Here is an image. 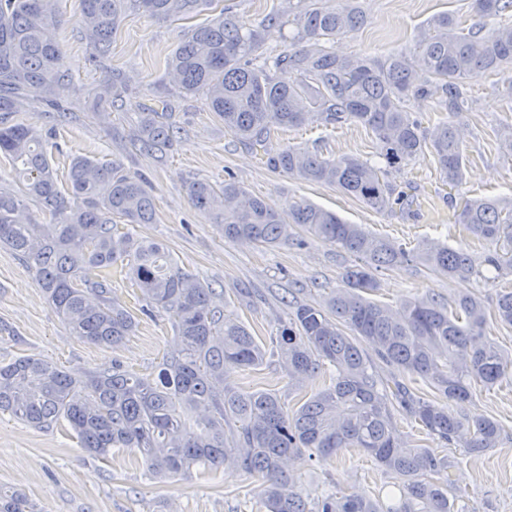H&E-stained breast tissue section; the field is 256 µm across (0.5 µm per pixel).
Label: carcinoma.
Returning <instances> with one entry per match:
<instances>
[{"label":"carcinoma","instance_id":"carcinoma-1","mask_svg":"<svg viewBox=\"0 0 512 512\" xmlns=\"http://www.w3.org/2000/svg\"><path fill=\"white\" fill-rule=\"evenodd\" d=\"M213 2L79 0L80 25L93 55L104 60L128 13L179 21ZM470 12L475 22L467 28L446 13L433 17L412 51L383 61L327 49L364 22L348 4L294 0L288 12L251 27L221 13L183 33L168 74L180 93L203 97L240 144L263 148L272 171L332 186L376 212L403 211L411 203L388 181L389 170L428 152L449 185L463 180L456 123L428 131L410 104L433 100L458 115L468 104L469 81L512 69V0H470ZM55 21L53 0H0V156L15 172V184L0 186V247L35 274L56 315L83 342L114 348L137 325L103 273L113 266L140 291L144 314L173 319L175 338L154 376L115 361L108 372L82 375L32 356L0 365V413L36 429L64 419L88 454L104 459L125 448L159 478L185 477L201 466L236 467L261 481L267 512H468L448 489L457 460L445 448L461 441L466 453L479 455L496 447L500 430L490 419L462 421L448 403L470 398L477 385L512 382V358L484 338L486 307L474 293L413 297L397 310L366 294L377 289L376 273L404 264H420L450 280L482 282L489 272L512 276V201L464 198L457 207L455 223L491 244L478 261L438 241L408 251L304 199L284 216L231 179L190 182L191 205L228 242L278 247L307 236L354 257L343 287L329 289L319 303L293 306L265 344L224 314L211 284L183 271L164 243L119 227L120 220L155 221V200L142 177L113 161L77 156L61 187L40 130L3 120L25 106L54 105L56 86L69 78L62 49L44 38ZM272 32L286 36L289 46L260 63ZM277 70L295 79L282 83L274 77ZM124 94L117 76H110L94 88V113L104 116ZM172 116L137 113L133 147L146 153L171 149L179 134ZM348 123L372 132L375 159L271 146L275 128ZM29 204L49 222L20 221L18 213ZM495 316L512 327V289L498 293ZM360 339L399 373L428 382L435 396L378 380ZM269 357L286 372L290 387L324 367L331 370L330 385L291 412L275 390L224 385L229 372L256 370ZM398 409L437 447L406 450ZM349 449L366 452L394 480L393 504L333 489L313 498L296 490L289 457L323 463ZM0 512H34V506L20 494L0 496Z\"/></svg>","mask_w":512,"mask_h":512}]
</instances>
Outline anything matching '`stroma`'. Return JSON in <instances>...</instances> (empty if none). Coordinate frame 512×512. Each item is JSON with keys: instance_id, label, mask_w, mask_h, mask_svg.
I'll return each mask as SVG.
<instances>
[{"instance_id": "1", "label": "stroma", "mask_w": 512, "mask_h": 512, "mask_svg": "<svg viewBox=\"0 0 512 512\" xmlns=\"http://www.w3.org/2000/svg\"><path fill=\"white\" fill-rule=\"evenodd\" d=\"M470 0H355L365 23L339 38L337 54L385 59L391 53L412 49L419 31L435 15L446 12L466 19ZM59 21L48 28L50 39L62 48L71 80L55 93L69 108V120L58 121L55 111L43 106L15 113L55 135L58 150L49 157L59 177H66L72 157L114 161L145 177L157 208L153 224L134 225L135 237L167 244L185 271L202 276L223 290L225 313L239 317L261 340L276 332L278 319L286 318V300L314 303L324 289L337 288L353 258L318 240L303 246L265 248L225 242L223 233L189 203L187 185L194 180L222 182L226 175L250 193L263 197L279 210L299 199L335 211L353 224L412 249L425 240L439 241L470 254L482 255L486 242L469 235L455 222L454 201L466 196L512 199V159L497 143L500 129L512 125V99L505 94L512 72L472 81L469 104L457 117L465 158L464 179L452 189L442 181L431 155L418 157L410 166L390 171L388 179L413 197L410 210L374 212L335 188L312 185L269 170L262 149L249 150L225 133L199 96L174 92L167 76V60L180 39L178 23L143 14L124 17L115 32L110 68L119 72L132 104L157 106L169 100L173 120L181 133L172 150L148 154L132 148L135 116L131 108H113L108 119L92 113V99L77 95V88H94L107 69L98 65L79 24V0H55ZM273 146H299L325 157L343 155L373 158L375 138L357 124L336 129L304 126L281 129ZM373 301L396 308L413 296H453L475 293L486 308H493L500 290L512 278L480 283L459 282L435 276L419 265L381 271ZM174 340L172 319L164 313L140 316L132 336L117 349H101L72 336L39 288L35 276L15 254L0 250V363L25 355L47 359L71 371L98 372L120 360L129 371L148 375L155 371ZM228 385L243 389H275L289 404L329 384L321 370L299 390L289 391L288 377L276 364L228 375ZM461 418H489L501 428L496 448L479 456L464 448H450L458 464L449 473L450 489L469 512H512V385L477 389L472 399L452 404ZM302 494L316 496L340 487L348 494L384 498L387 475L369 456L348 450L324 463L290 461ZM24 493L37 512H265L258 482L243 471L199 468L190 477L157 481L146 473L140 458L114 449L109 459L89 456L66 421L37 430L0 413V493Z\"/></svg>"}]
</instances>
